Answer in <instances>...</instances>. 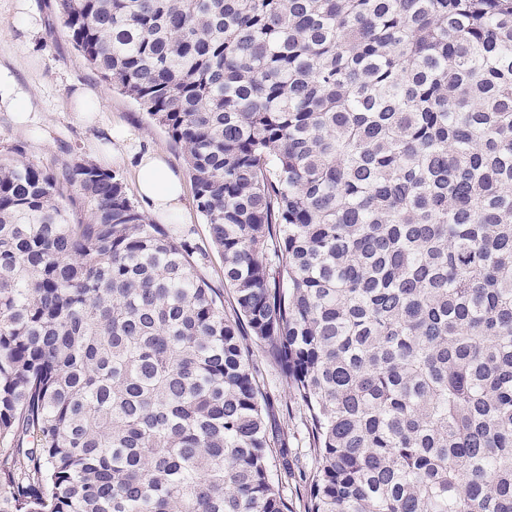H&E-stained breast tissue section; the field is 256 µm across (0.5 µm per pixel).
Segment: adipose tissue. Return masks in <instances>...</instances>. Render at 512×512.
Returning <instances> with one entry per match:
<instances>
[{
	"mask_svg": "<svg viewBox=\"0 0 512 512\" xmlns=\"http://www.w3.org/2000/svg\"><path fill=\"white\" fill-rule=\"evenodd\" d=\"M135 175L138 196L154 215L170 220L183 214V180L161 154L150 150L139 154Z\"/></svg>",
	"mask_w": 512,
	"mask_h": 512,
	"instance_id": "adipose-tissue-1",
	"label": "adipose tissue"
}]
</instances>
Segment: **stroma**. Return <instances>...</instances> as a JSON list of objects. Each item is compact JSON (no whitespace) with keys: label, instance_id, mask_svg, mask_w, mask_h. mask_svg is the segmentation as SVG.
Here are the masks:
<instances>
[{"label":"stroma","instance_id":"35a3bbf8","mask_svg":"<svg viewBox=\"0 0 512 512\" xmlns=\"http://www.w3.org/2000/svg\"><path fill=\"white\" fill-rule=\"evenodd\" d=\"M33 18L40 31L30 37L14 15L12 0H0V65L9 68L30 94L34 121L17 127L12 113L0 110V157L21 152L24 160L42 168L58 169L71 160H88L133 182L135 159L124 151L125 139L163 154L176 173L187 175L181 149L164 129L149 119L136 102L103 82L73 47L53 9L54 0H32ZM102 94L100 113L79 119L69 108L76 87ZM121 130L113 139L116 152L106 159L101 142L105 127ZM187 219L180 225L182 239L194 251L200 274L212 287L224 286V261L212 244L209 227L194 199L186 201ZM249 362L265 399L264 419L271 440V472L292 512H305L306 479L315 466L302 407L291 398L278 367L251 337H244Z\"/></svg>","mask_w":512,"mask_h":512}]
</instances>
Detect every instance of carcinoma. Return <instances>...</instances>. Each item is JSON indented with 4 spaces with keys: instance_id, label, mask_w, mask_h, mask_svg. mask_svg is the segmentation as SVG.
Wrapping results in <instances>:
<instances>
[{
    "instance_id": "obj_1",
    "label": "carcinoma",
    "mask_w": 512,
    "mask_h": 512,
    "mask_svg": "<svg viewBox=\"0 0 512 512\" xmlns=\"http://www.w3.org/2000/svg\"><path fill=\"white\" fill-rule=\"evenodd\" d=\"M54 8L183 150L235 318L120 174L1 157L0 512H291L243 329L305 512H512V0ZM253 374L265 399L264 419L271 440V472L293 512H304L306 478L315 467V456L305 427L302 407L291 398L279 368L251 338L243 336ZM281 447H287L282 455Z\"/></svg>"
}]
</instances>
